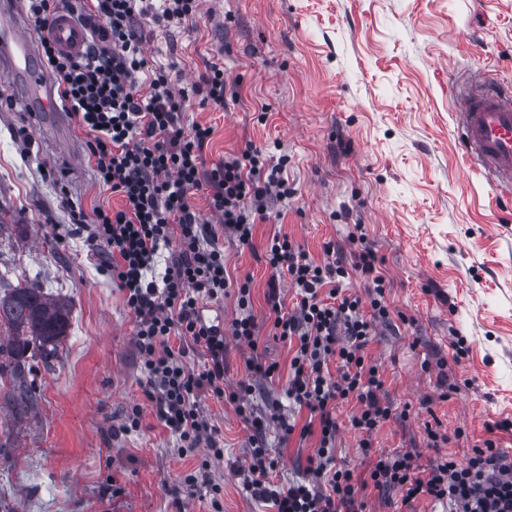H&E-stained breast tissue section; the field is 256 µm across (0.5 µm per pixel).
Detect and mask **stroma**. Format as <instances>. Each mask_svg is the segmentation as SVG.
I'll return each mask as SVG.
<instances>
[{"instance_id":"1","label":"stroma","mask_w":512,"mask_h":512,"mask_svg":"<svg viewBox=\"0 0 512 512\" xmlns=\"http://www.w3.org/2000/svg\"><path fill=\"white\" fill-rule=\"evenodd\" d=\"M150 66L175 87L224 67V108L190 96L185 127L213 135L206 167L246 146L286 157L290 196L269 203L251 244L220 236L232 278L250 279L253 314L268 358L293 356L273 335L264 297L263 248L288 237L316 263L326 243L344 255H377L390 325L368 347L394 408L405 411L372 435L377 452L416 450L428 465L441 453L465 461L493 439L512 452V199L461 150L451 106L460 81L512 84V0H199L175 26L144 24ZM118 196L98 184L76 122L36 116L25 91L0 71V273L37 281L70 308V328L51 367L32 363L37 406L15 416L0 379V512H213L204 489L184 477L207 453L180 456L140 386L132 317L123 294L97 268L75 233L74 214ZM363 242H351L355 232ZM469 353L456 359V338ZM286 378L253 400L266 416L265 441L280 484L301 478L317 435L282 441L271 417ZM140 433L117 434L132 405ZM224 458L210 478L223 512H275L251 498L235 474L251 434L236 403L205 398ZM339 403L336 460L357 480L369 461ZM448 434L427 447V428ZM365 512H441L421 496L362 492Z\"/></svg>"}]
</instances>
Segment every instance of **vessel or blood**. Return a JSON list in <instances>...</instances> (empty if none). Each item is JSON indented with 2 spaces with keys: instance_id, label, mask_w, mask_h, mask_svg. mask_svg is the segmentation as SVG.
Masks as SVG:
<instances>
[{
  "instance_id": "b4317fda",
  "label": "vessel or blood",
  "mask_w": 512,
  "mask_h": 512,
  "mask_svg": "<svg viewBox=\"0 0 512 512\" xmlns=\"http://www.w3.org/2000/svg\"><path fill=\"white\" fill-rule=\"evenodd\" d=\"M50 39L59 50L84 53L91 34L67 12L58 13L43 30L30 26L13 0H0V68L17 78L35 111L54 112L47 72L35 62L40 38ZM455 116L462 129V146L476 156L499 189L512 194V86L490 82L476 90L458 91Z\"/></svg>"
}]
</instances>
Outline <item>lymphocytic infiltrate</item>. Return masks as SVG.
Here are the masks:
<instances>
[{"label":"lymphocytic infiltrate","instance_id":"obj_1","mask_svg":"<svg viewBox=\"0 0 512 512\" xmlns=\"http://www.w3.org/2000/svg\"><path fill=\"white\" fill-rule=\"evenodd\" d=\"M197 0H94L74 4L70 13L98 36L85 55L72 57L40 42V64L54 78V88L83 134L85 154L99 184L121 198L119 208L94 207L77 213L86 224L89 252H102V268L123 292L132 316L140 355V384L156 418L169 430L181 454L207 447L188 486L208 482L212 461L223 459L217 430L202 409L207 397H229L252 427L250 458L238 468L243 487L272 503L277 512H363L360 488L350 470L336 463V407L355 402L352 427L360 431L363 455L372 456L369 479L379 494L401 492L404 502L425 495L445 504L448 512H512V453L493 440L472 446L466 463L443 456L420 467L419 452L372 455L371 436L394 418L384 390L380 366L367 354L378 325L389 324L383 301L385 283L376 276V255L362 249L347 264L334 245L330 260L315 264L288 238L275 236L264 247L270 271L265 298L281 340L294 345L288 371L267 361L251 303L250 282L233 283L225 265L218 232L251 244L255 224L266 220L271 197L289 193L282 164L249 147L235 158L205 168L203 149L213 130L182 121L188 94L215 106L224 104V68L211 63L190 89L175 88L164 69L149 70L140 21L158 25L181 23L195 12ZM208 197L211 219H203L190 198ZM370 278L373 296L363 302L343 285L351 271ZM296 293L293 311H285L282 282ZM236 293L238 315L228 331L203 322L204 303L220 302ZM249 349V380L233 392L224 390L227 339ZM203 364L191 363V352ZM287 373L285 395L290 404L308 410L311 421L296 426L278 415L284 436L294 431L318 434L303 481L282 486L271 482L277 460L265 445V420L256 416L250 399L256 383Z\"/></svg>","mask_w":512,"mask_h":512}]
</instances>
